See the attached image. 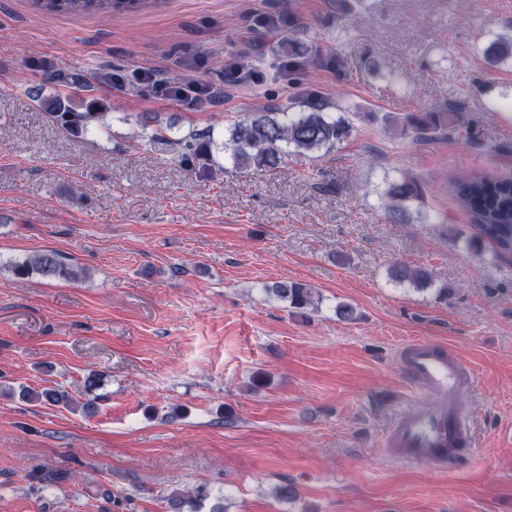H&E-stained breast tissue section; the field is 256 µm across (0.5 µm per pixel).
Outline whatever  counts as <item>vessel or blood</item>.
Wrapping results in <instances>:
<instances>
[{"instance_id": "vessel-or-blood-1", "label": "vessel or blood", "mask_w": 512, "mask_h": 512, "mask_svg": "<svg viewBox=\"0 0 512 512\" xmlns=\"http://www.w3.org/2000/svg\"><path fill=\"white\" fill-rule=\"evenodd\" d=\"M399 363L410 386L433 396L435 402L401 412L387 430L383 446L410 464L447 468L459 450L473 444L457 398L472 387L474 373L448 347L428 340L402 346Z\"/></svg>"}]
</instances>
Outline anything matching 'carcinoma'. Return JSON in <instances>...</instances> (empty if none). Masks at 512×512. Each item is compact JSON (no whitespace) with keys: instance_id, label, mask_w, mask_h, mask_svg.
I'll list each match as a JSON object with an SVG mask.
<instances>
[{"instance_id":"carcinoma-1","label":"carcinoma","mask_w":512,"mask_h":512,"mask_svg":"<svg viewBox=\"0 0 512 512\" xmlns=\"http://www.w3.org/2000/svg\"><path fill=\"white\" fill-rule=\"evenodd\" d=\"M38 8L49 13L87 14L137 9L141 0H36ZM280 52L295 65L307 53V48L292 37L279 42ZM485 62L496 68L512 60V37L492 40L483 51ZM48 119L62 131L77 136L88 128L94 114L71 112L61 104L43 103ZM384 127L401 136H411L417 141H428L452 131L460 122L455 112H419L399 115L385 113L380 117ZM353 131L352 121L344 116L325 111L320 104L307 105L298 110L294 104L281 106L278 116L257 112L233 126L229 139L224 141V151L238 169L273 171L282 163L288 152L310 157L321 151H330L344 143ZM211 136L208 132L191 131L177 139L185 160L207 159ZM456 196L469 209L473 217L474 233L470 243L475 247L489 242L499 253H512V179H502L479 173L457 180L453 185ZM424 197L421 183L404 175L389 184L382 194V208L387 218L404 223L411 217L410 206L421 204ZM18 277L36 273L46 279L66 278L71 267L60 254L47 251L28 256L12 265ZM389 279L399 285H409L424 290L434 285L431 270L412 267L399 262L388 269ZM278 300L295 309L314 305L311 288L298 281H280L268 289ZM20 396L31 403L43 406L69 408L73 400L61 389L43 388L39 391L23 387ZM67 478L65 472L30 474V479L47 489ZM209 496L208 490L197 487L192 491L174 492L166 499L167 512H201L202 503Z\"/></svg>"}]
</instances>
